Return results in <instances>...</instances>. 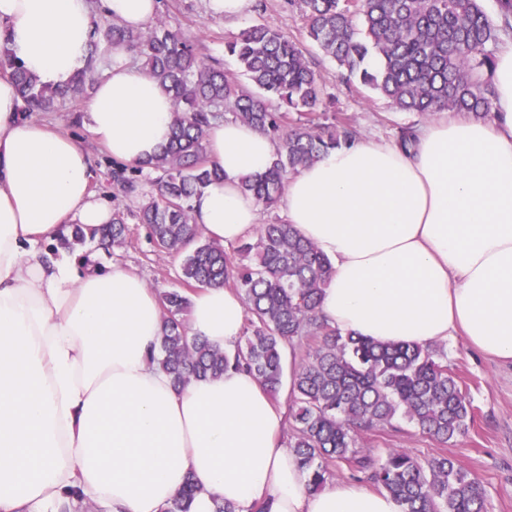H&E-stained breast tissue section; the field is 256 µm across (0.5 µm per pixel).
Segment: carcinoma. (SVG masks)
Masks as SVG:
<instances>
[{"label": "carcinoma", "instance_id": "1", "mask_svg": "<svg viewBox=\"0 0 512 512\" xmlns=\"http://www.w3.org/2000/svg\"><path fill=\"white\" fill-rule=\"evenodd\" d=\"M280 9L303 21L306 39L340 72L387 98L393 109L421 115L485 117L495 93L496 51L512 33V0H496L493 14L484 0H280ZM111 46L125 50L172 95L171 137L148 163L149 193L136 178L143 169L113 164V184L138 199L136 209H112L111 222L89 235L80 224L66 225L48 252L94 240L106 248L122 246L128 220H136L158 252L182 256L185 287L221 284L235 289L246 306L244 342L221 351L188 336L186 295L159 294V363L175 385L234 368L274 395L288 387L294 427L288 447L312 492L326 486L330 466L340 462L396 500L401 512H486L484 486L458 460L441 454L423 464L400 448L376 457L359 443L360 432L399 420L444 447L465 432L473 407L442 348L382 344L325 322L318 305L331 263L284 220L258 225L254 241L234 255L192 225V199L217 175L206 160V134L226 115L275 137L267 173L243 183L266 210L277 204L289 175L359 138L350 117L328 122L321 77L302 41L265 22L244 29L225 45L244 83L220 66L201 38L161 18L146 31L115 20L94 25L89 64L63 87L41 84L15 59L6 38L0 39V66L16 87L22 112H52L94 84ZM308 336L319 344L298 361L295 341ZM196 492L187 483L166 512H189Z\"/></svg>", "mask_w": 512, "mask_h": 512}]
</instances>
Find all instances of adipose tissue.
<instances>
[{
    "label": "adipose tissue",
    "mask_w": 512,
    "mask_h": 512,
    "mask_svg": "<svg viewBox=\"0 0 512 512\" xmlns=\"http://www.w3.org/2000/svg\"><path fill=\"white\" fill-rule=\"evenodd\" d=\"M157 0H0V30L44 84L89 61L95 12L140 29ZM79 120L115 161L138 166L167 143L172 97L113 51ZM486 118L441 115L411 149L361 139L289 175L284 217L330 260L320 314L385 344L461 336L512 362V49L497 54ZM0 75V512H165L186 481L189 512H401L384 493L331 483L309 492L288 448L285 411L243 371L174 387L157 364L163 312L155 289L119 262L42 257L67 224L95 228L112 208L91 189L86 146L23 116ZM275 142L234 120L213 125L218 177L193 223L229 245L254 232L246 179L269 169ZM188 333L229 350L245 324L241 296L189 292Z\"/></svg>",
    "instance_id": "adipose-tissue-1"
}]
</instances>
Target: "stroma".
Returning <instances> with one entry per match:
<instances>
[{
	"instance_id": "obj_1",
	"label": "stroma",
	"mask_w": 512,
	"mask_h": 512,
	"mask_svg": "<svg viewBox=\"0 0 512 512\" xmlns=\"http://www.w3.org/2000/svg\"><path fill=\"white\" fill-rule=\"evenodd\" d=\"M265 11H249L244 17L227 21L211 15L207 0H167L165 11L170 25L203 38L210 54L219 59L225 70L237 71L233 57L225 51L227 41L254 22L265 21L293 36H301L302 22L283 12L279 0H265ZM307 57L322 75L323 97L329 112H340L355 119L362 136L391 138L397 126L416 122V114L393 109L357 79L342 77L335 63L316 46H308ZM83 103H66L44 118L60 131L87 142L94 166V193L111 205L134 207V200L118 195L112 184V160L96 144L91 143L85 125L74 122V112ZM95 265L120 262L131 266L157 291L182 289L181 258L159 255L147 237L143 225L130 224L122 247L101 249L95 243L85 247ZM449 367L456 373L463 392L473 406V419L467 433L455 443L442 446L423 435L412 425L401 422L397 427H378L364 432L362 446L376 456H385L392 448H402L418 460L447 454L461 464L484 485L487 512H512V364L502 363L468 347L462 337L452 336L443 342Z\"/></svg>"
}]
</instances>
